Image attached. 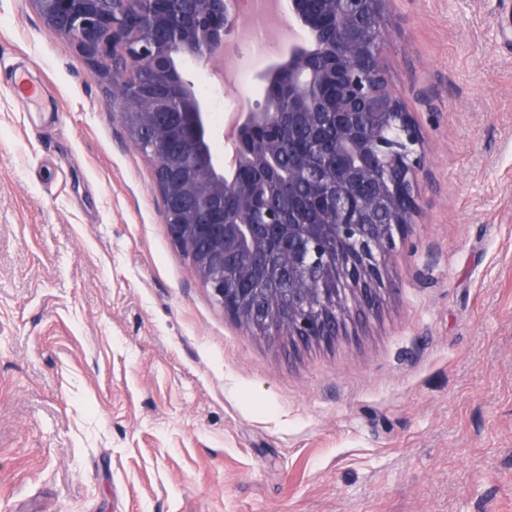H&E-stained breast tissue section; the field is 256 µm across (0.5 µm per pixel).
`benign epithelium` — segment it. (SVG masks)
<instances>
[{"mask_svg":"<svg viewBox=\"0 0 512 512\" xmlns=\"http://www.w3.org/2000/svg\"><path fill=\"white\" fill-rule=\"evenodd\" d=\"M44 24L64 36L110 87L131 140L155 162L174 245L225 315L250 330L300 343H330L352 315L378 313L387 256L413 233L419 174L427 166L413 115L388 87L381 62L387 0H288V30L306 29L312 47L288 42L265 104L232 118L229 166L211 143L210 113L176 62L209 64L230 50L237 0H32ZM327 59L315 73L311 59ZM336 85L331 104L313 96ZM288 100L291 112H280ZM308 131L294 164L280 160L298 125ZM152 128L153 144L139 137ZM332 175L296 185L310 159ZM248 176H243V172ZM288 205L269 203L271 185ZM229 198L223 224H206L207 204Z\"/></svg>","mask_w":512,"mask_h":512,"instance_id":"1","label":"benign epithelium"}]
</instances>
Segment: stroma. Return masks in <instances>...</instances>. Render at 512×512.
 <instances>
[{
    "mask_svg": "<svg viewBox=\"0 0 512 512\" xmlns=\"http://www.w3.org/2000/svg\"><path fill=\"white\" fill-rule=\"evenodd\" d=\"M386 13L415 247L376 315L295 347L213 301L106 84L0 0V512H512V0ZM225 40L229 101L263 100L285 47Z\"/></svg>",
    "mask_w": 512,
    "mask_h": 512,
    "instance_id": "1",
    "label": "stroma"
}]
</instances>
